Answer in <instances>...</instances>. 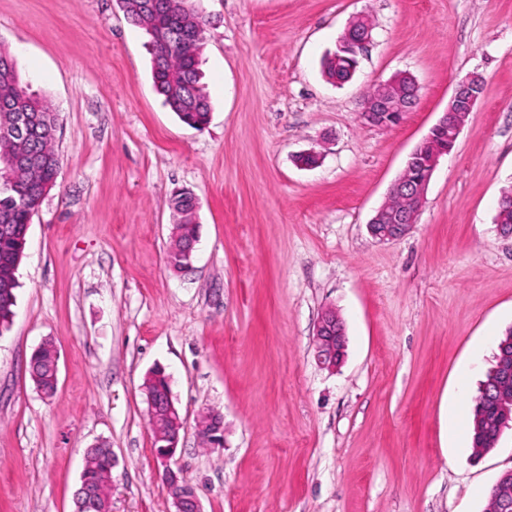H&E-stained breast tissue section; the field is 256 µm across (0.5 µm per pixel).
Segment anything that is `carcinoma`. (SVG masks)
I'll return each mask as SVG.
<instances>
[{
	"mask_svg": "<svg viewBox=\"0 0 512 512\" xmlns=\"http://www.w3.org/2000/svg\"><path fill=\"white\" fill-rule=\"evenodd\" d=\"M123 13L129 23L147 32L153 28L167 34V43L153 46L152 76L156 90L182 122L190 126L206 124L211 105L200 71L205 19L195 0H155L152 8L149 0H124ZM323 72L332 81L349 77L347 61L332 53L323 60ZM16 100L23 101L27 111L41 121L38 133L24 142V147L38 157L40 168L0 177V226H6V231H0V331L13 317L18 288L16 272L23 257L28 226L45 195L56 187L55 174L60 169L54 144L58 113L50 103L28 93L19 80L12 57L0 48V127L11 121L8 107ZM501 197L505 202L498 205L496 221L512 230V187L505 189ZM195 205L194 197L188 192L173 196L172 207L179 212L181 223L173 226L172 236L179 241L198 237ZM51 358L52 346L47 342L34 352L29 363L31 379L48 398L57 389V381L48 370ZM495 381L491 370L480 384L472 407L473 451L477 454L489 452L495 444L486 435L484 423L485 397ZM143 389L156 408V427L161 440L155 446L162 454L170 443L168 436L172 431L168 416L170 378L154 370L145 378ZM110 473L112 455L107 446L90 449L85 456L83 477L93 481Z\"/></svg>",
	"mask_w": 512,
	"mask_h": 512,
	"instance_id": "1",
	"label": "carcinoma"
}]
</instances>
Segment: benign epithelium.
Instances as JSON below:
<instances>
[{
	"mask_svg": "<svg viewBox=\"0 0 512 512\" xmlns=\"http://www.w3.org/2000/svg\"><path fill=\"white\" fill-rule=\"evenodd\" d=\"M372 38L365 34L362 37L349 39L339 44V48L349 58H357L370 45ZM482 79L477 75L468 76L459 81L448 102V108L442 113L432 128L435 133L447 137V143L435 152L425 163L427 170L424 178L412 183L400 176L389 189V194H402L413 201V207L403 210H391L382 205L370 221L369 228L373 237L380 241H392L406 235L414 226L417 213L425 199L429 180L439 164L440 159L448 154L463 127L466 116L473 111L482 93L478 85ZM419 86L408 75H398L378 85L374 95L365 100L361 107V118L364 123L372 126L389 127L400 122L404 115L413 108ZM11 122L0 128V133L14 137L20 141L27 138L36 125L32 115L19 106L11 107ZM32 162V155L26 150H17L5 157H0L3 170L10 173ZM334 312L327 311L318 321L315 333V349L317 362L329 369L338 366L343 360L346 337L343 328L332 320ZM499 378L492 397L493 408L487 413L486 420L492 428L505 427L512 420V402L503 396V388L512 382V354L503 355L499 365ZM197 434L205 435L210 444H220L217 434L222 432L221 421L200 412L196 420ZM175 453L169 452L160 456L164 464L163 483L168 495L175 505V512H201L200 502L194 490L180 479V470L171 467ZM493 493L499 500L500 512H512V483L497 480Z\"/></svg>",
	"mask_w": 512,
	"mask_h": 512,
	"instance_id": "1",
	"label": "benign epithelium"
}]
</instances>
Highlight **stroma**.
Segmentation results:
<instances>
[{
    "instance_id": "obj_1",
    "label": "stroma",
    "mask_w": 512,
    "mask_h": 512,
    "mask_svg": "<svg viewBox=\"0 0 512 512\" xmlns=\"http://www.w3.org/2000/svg\"><path fill=\"white\" fill-rule=\"evenodd\" d=\"M208 123L152 82L148 35L118 0H0V45L59 113L58 185L33 217L0 332V512H73L87 448L112 449V512H175L142 388L159 368L187 417L175 458L202 512H486L512 427L477 456L450 410L512 327V0H197ZM374 23L352 79L322 60ZM419 97L391 127L363 94L400 73ZM480 74L484 93L434 170L414 227L368 223L407 160ZM313 153L315 167L299 164ZM199 199L193 268L166 263L172 196ZM347 338L315 359L321 314ZM59 350L57 391L29 361ZM224 418L205 447L199 412ZM52 356V346L46 342L34 352L29 363V373L38 390L46 397H52L57 389V381L49 373L48 364L51 361V368L55 375L58 373L59 352L57 347Z\"/></svg>"
}]
</instances>
